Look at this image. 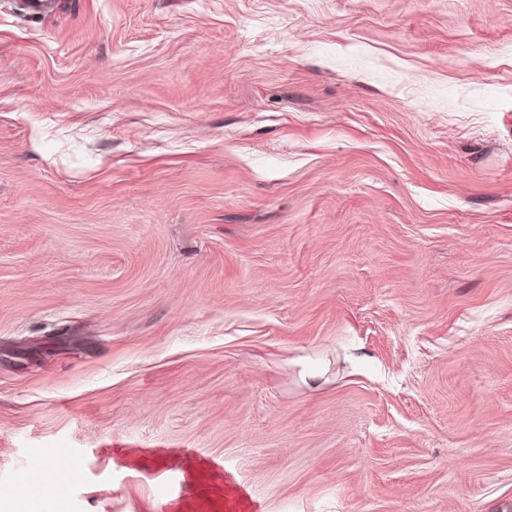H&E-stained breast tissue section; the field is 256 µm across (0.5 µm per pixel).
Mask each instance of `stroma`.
<instances>
[{"mask_svg":"<svg viewBox=\"0 0 512 512\" xmlns=\"http://www.w3.org/2000/svg\"><path fill=\"white\" fill-rule=\"evenodd\" d=\"M49 451L64 512H512V0H0V492Z\"/></svg>","mask_w":512,"mask_h":512,"instance_id":"1","label":"stroma"}]
</instances>
